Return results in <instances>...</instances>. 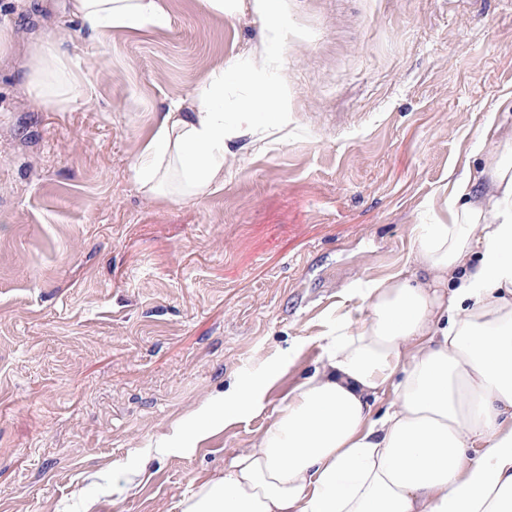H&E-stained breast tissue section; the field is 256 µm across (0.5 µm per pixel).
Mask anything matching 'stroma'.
I'll return each mask as SVG.
<instances>
[{
	"label": "stroma",
	"instance_id": "1",
	"mask_svg": "<svg viewBox=\"0 0 512 512\" xmlns=\"http://www.w3.org/2000/svg\"><path fill=\"white\" fill-rule=\"evenodd\" d=\"M164 31L101 59L70 26L85 96L35 109L26 63L63 0L0 52V512H179L317 365L348 287L395 271L453 180L512 138V0H161ZM224 108L264 93L288 124L239 140L224 185L169 201L133 178L159 112L225 62ZM265 369L264 410L174 438Z\"/></svg>",
	"mask_w": 512,
	"mask_h": 512
}]
</instances>
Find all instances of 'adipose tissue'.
<instances>
[{
  "label": "adipose tissue",
  "instance_id": "obj_1",
  "mask_svg": "<svg viewBox=\"0 0 512 512\" xmlns=\"http://www.w3.org/2000/svg\"><path fill=\"white\" fill-rule=\"evenodd\" d=\"M70 16L108 56L107 32L157 31L171 19L159 0H68ZM65 30L48 34L27 63L26 91L40 110H62L83 91L70 70ZM227 64L171 103L140 149L134 179L145 192L183 199L224 184L235 142L272 115L267 99L224 114ZM448 224H421L395 273L349 290L364 315L337 316L322 356L288 404L222 477L180 512H512V141L458 179ZM267 370L204 414L232 424L261 412L277 381ZM393 398L381 414L370 402Z\"/></svg>",
  "mask_w": 512,
  "mask_h": 512
}]
</instances>
